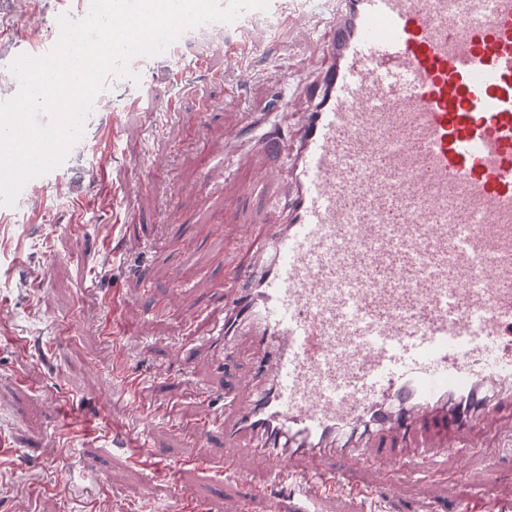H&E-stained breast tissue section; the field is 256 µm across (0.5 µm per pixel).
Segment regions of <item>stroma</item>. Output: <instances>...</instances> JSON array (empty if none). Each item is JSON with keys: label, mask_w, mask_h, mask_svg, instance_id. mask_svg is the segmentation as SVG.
Here are the masks:
<instances>
[{"label": "stroma", "mask_w": 512, "mask_h": 512, "mask_svg": "<svg viewBox=\"0 0 512 512\" xmlns=\"http://www.w3.org/2000/svg\"><path fill=\"white\" fill-rule=\"evenodd\" d=\"M83 18L74 0H0V96L19 82L10 65L25 42L54 38L61 14ZM251 86L224 69L221 37L189 45L181 61L147 56L139 79L112 77L96 95L82 138L50 173L25 183L0 210V512H167L176 492L207 512H267L248 495L265 477L246 449V478L224 476V439L199 449L187 426L225 395L248 394L249 348L220 370L205 338L223 313L212 296L225 246L259 238L279 184L224 193L283 166L252 156L237 167L226 143L247 113L293 125L307 108L300 75L322 64L319 37L250 18L237 37ZM289 87L293 112L270 109ZM139 374L127 394L113 368ZM206 452L208 463L189 466ZM502 456L448 461L480 486L423 481L402 468L380 512H462L475 494L512 512V446Z\"/></svg>", "instance_id": "obj_1"}]
</instances>
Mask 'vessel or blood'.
<instances>
[{
    "instance_id": "obj_1",
    "label": "vessel or blood",
    "mask_w": 512,
    "mask_h": 512,
    "mask_svg": "<svg viewBox=\"0 0 512 512\" xmlns=\"http://www.w3.org/2000/svg\"><path fill=\"white\" fill-rule=\"evenodd\" d=\"M325 62L291 135L285 207L256 261L224 252L228 365L255 347L252 390L213 415L294 491L359 500L364 469L430 471L512 414V0H338ZM339 457L344 473L291 471Z\"/></svg>"
}]
</instances>
